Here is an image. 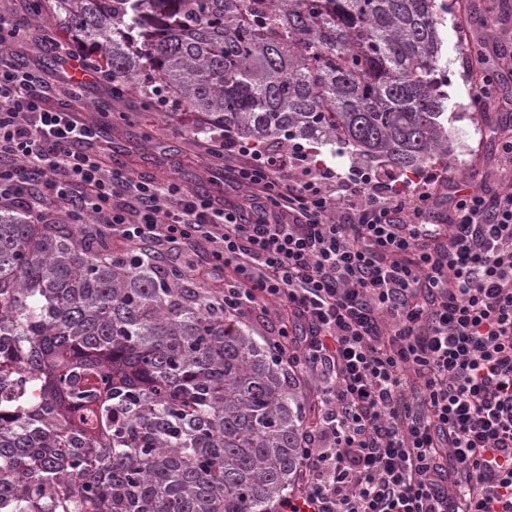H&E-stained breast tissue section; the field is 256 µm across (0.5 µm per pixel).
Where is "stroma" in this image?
Listing matches in <instances>:
<instances>
[{"label":"stroma","mask_w":512,"mask_h":512,"mask_svg":"<svg viewBox=\"0 0 512 512\" xmlns=\"http://www.w3.org/2000/svg\"><path fill=\"white\" fill-rule=\"evenodd\" d=\"M448 19L441 29L443 57L453 84L448 90L447 158L435 161L421 179L389 174L386 168L367 164L366 169L380 180L392 183L401 191L411 192L420 183L432 182L441 174L461 182L477 181L479 173L496 172L502 182H512V170L497 168V135L512 130V93L502 97L498 107L489 112L479 111L474 103L482 84L479 66L466 57L463 39H478L485 45L490 64H500L502 57L512 55V0H447ZM43 15L48 20L46 30H34L25 43L14 46L15 62L38 69L47 80H55L60 71L50 55L44 53L41 40L50 36L70 42L71 36L57 25L54 0H43ZM485 15L488 23L478 30H466V17L471 11ZM83 99L84 117L96 121L101 112L115 114L116 119L106 131L112 145V165L145 177L170 178L194 191L214 196L234 198L232 183H221L220 170H207L206 148L209 136L195 132L196 115L184 110L162 112L154 110L147 96L140 91H128L114 97L112 84L104 72L90 69Z\"/></svg>","instance_id":"35a3bbf8"}]
</instances>
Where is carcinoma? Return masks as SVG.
I'll return each instance as SVG.
<instances>
[{"instance_id":"obj_1","label":"carcinoma","mask_w":512,"mask_h":512,"mask_svg":"<svg viewBox=\"0 0 512 512\" xmlns=\"http://www.w3.org/2000/svg\"><path fill=\"white\" fill-rule=\"evenodd\" d=\"M126 89L276 151L419 175L448 155L438 0H56ZM0 209V512H270L310 396L176 267Z\"/></svg>"}]
</instances>
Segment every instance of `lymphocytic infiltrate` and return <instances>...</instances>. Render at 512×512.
<instances>
[{"label":"lymphocytic infiltrate","mask_w":512,"mask_h":512,"mask_svg":"<svg viewBox=\"0 0 512 512\" xmlns=\"http://www.w3.org/2000/svg\"><path fill=\"white\" fill-rule=\"evenodd\" d=\"M98 123L0 54V206L97 224L241 317L316 380V419L280 512H512V189L412 193L301 145L218 133L233 204L107 168Z\"/></svg>","instance_id":"1"}]
</instances>
